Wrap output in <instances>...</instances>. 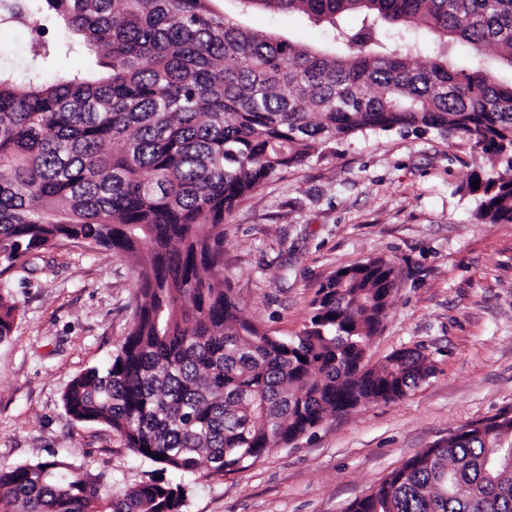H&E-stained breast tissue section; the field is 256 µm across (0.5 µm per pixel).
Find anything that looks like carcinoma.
Instances as JSON below:
<instances>
[{
	"label": "carcinoma",
	"mask_w": 512,
	"mask_h": 512,
	"mask_svg": "<svg viewBox=\"0 0 512 512\" xmlns=\"http://www.w3.org/2000/svg\"><path fill=\"white\" fill-rule=\"evenodd\" d=\"M211 2L0 0V23L37 35L25 86L0 70V272L72 237L132 258L129 332L106 368L72 380L64 409L163 471L225 475L326 416L405 396L432 368L416 349L365 364L396 288L387 260L338 270L295 336L243 318L224 217L338 139L412 129L500 160L473 176L475 217L512 224V83L448 52L492 50L512 69V0H237L326 26L331 53ZM51 25L71 38H48ZM427 35L442 48L418 67ZM75 49L90 69L62 68ZM16 316L0 295V341ZM183 493L151 478L105 495L60 460L0 468V512H184ZM345 512H512V410L409 458Z\"/></svg>",
	"instance_id": "obj_1"
}]
</instances>
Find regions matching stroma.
<instances>
[{"label": "stroma", "mask_w": 512, "mask_h": 512, "mask_svg": "<svg viewBox=\"0 0 512 512\" xmlns=\"http://www.w3.org/2000/svg\"><path fill=\"white\" fill-rule=\"evenodd\" d=\"M214 8L244 27L306 44L327 41L298 15ZM29 29L0 24V68L24 79ZM490 155L435 134L366 131L331 144L246 196L225 217L224 278L241 314L279 336L308 322L320 286L374 258L399 272L368 366L419 350L432 375L405 397L331 415L246 470L182 478L186 512H344L407 459L461 425L512 409V224L476 219L473 172ZM126 255L63 239L0 274L18 318L0 341V467L65 459L113 493L171 472L125 448L100 424L78 423L62 396L105 365L135 309Z\"/></svg>", "instance_id": "stroma-1"}]
</instances>
